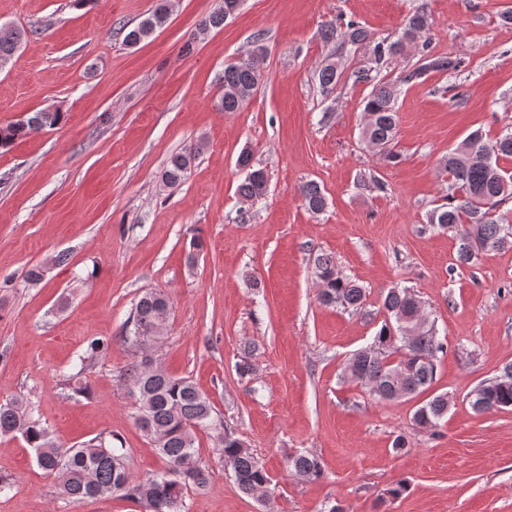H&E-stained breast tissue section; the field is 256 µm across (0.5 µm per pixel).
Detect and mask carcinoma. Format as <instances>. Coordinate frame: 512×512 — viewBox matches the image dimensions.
Segmentation results:
<instances>
[{
	"label": "carcinoma",
	"mask_w": 512,
	"mask_h": 512,
	"mask_svg": "<svg viewBox=\"0 0 512 512\" xmlns=\"http://www.w3.org/2000/svg\"><path fill=\"white\" fill-rule=\"evenodd\" d=\"M170 18V0H157L154 9L124 36L126 45L133 47L156 30L165 27ZM429 15L416 10L402 21L399 35L393 41L375 40L359 22L350 20L345 30L330 23L325 36H338L353 47L369 52L370 67L360 75L375 80L370 94L363 99L366 124L363 136L383 152L392 165L400 162V154L391 149L397 134L398 87L383 79H374L389 61L402 55L410 45L428 43L421 38L430 31ZM25 30L14 26H0V67L5 66L22 45ZM228 63L219 81L222 95L217 106L224 112H237L257 92L262 75L257 67V51ZM459 63L446 57H427L426 62L408 72L401 82L419 79L431 71L454 69ZM341 76L334 63L322 66L317 73L320 92L330 96ZM64 119L61 112H36L25 120L0 125V149L9 150L17 141L45 128H53ZM201 150L194 144L171 154L163 171L165 186L174 187L187 177ZM512 157V133L487 140L480 131L467 136L455 149L441 159L450 188L455 195L449 202L435 207L428 215L432 228L455 234L456 266H470L486 252L501 250L512 244V218L498 210L499 205L512 197V174L499 165V159ZM237 166L246 169L238 186L239 195L253 201L267 193V178L263 170L251 165L250 151L244 149L237 158ZM303 205L312 213L321 212L326 198L320 185L308 181L301 186ZM318 281V299L324 305H338L356 312L364 311L365 290L356 281L342 276L333 258L319 255L314 261ZM386 312L370 348L353 354L344 366V377L367 389L380 401L414 398L435 381L439 355L447 350L434 324L423 317L422 302L408 287H393L383 299ZM170 301L161 291L145 292L134 307L132 335L140 347H152L161 318L169 315ZM110 343L93 339L79 356L76 365L83 373L94 360L109 350ZM125 376L136 394V421L152 439L165 459L167 470L133 480L120 449L105 440H92L77 448H66L57 443L49 429L34 418L27 400L15 397L0 403V436L21 435L32 448L38 466L55 475L59 493L73 504L86 499L108 497L122 492L142 503L144 512H182L187 484L203 486L209 477V467L198 458L196 431L211 425L213 406L208 395L188 377H176L165 368L149 371L144 360H136L127 368ZM448 394H435L420 405L413 414L415 424L436 433L441 421L448 415ZM471 406L476 412H491L512 407V363L505 365L498 375L482 382L474 389ZM224 467L230 470L238 489L255 497L268 487L270 476L254 454L233 435L225 431L217 440ZM295 474L306 480L323 476L320 460L310 454H296L289 460Z\"/></svg>",
	"instance_id": "carcinoma-1"
}]
</instances>
